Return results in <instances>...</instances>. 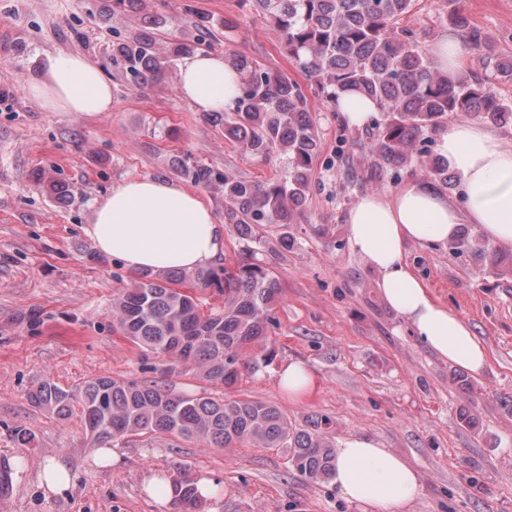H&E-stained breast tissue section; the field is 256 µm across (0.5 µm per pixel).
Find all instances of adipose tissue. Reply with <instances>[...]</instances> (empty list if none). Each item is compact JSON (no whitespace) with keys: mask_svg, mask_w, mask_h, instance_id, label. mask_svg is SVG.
Wrapping results in <instances>:
<instances>
[{"mask_svg":"<svg viewBox=\"0 0 512 512\" xmlns=\"http://www.w3.org/2000/svg\"><path fill=\"white\" fill-rule=\"evenodd\" d=\"M178 90L196 111L234 106L235 72L223 54L182 58ZM48 112L96 117L112 109V86L99 65L80 53L48 57L28 85ZM437 150L456 170L464 193L452 204L440 187L415 179L390 195L368 194L349 211L353 249L377 273L386 305L407 321L440 358L480 374L489 353L470 326L437 300L405 259L408 245L430 246L472 224L486 238L512 247V150L476 123H452L437 134ZM96 249L140 270H194L224 251V226L196 191L152 177L113 184L85 229ZM332 483L361 512H405L420 494L416 468L364 436L339 440Z\"/></svg>","mask_w":512,"mask_h":512,"instance_id":"obj_1","label":"adipose tissue"}]
</instances>
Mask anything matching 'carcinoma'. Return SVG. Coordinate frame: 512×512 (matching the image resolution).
Here are the masks:
<instances>
[{
    "label": "carcinoma",
    "mask_w": 512,
    "mask_h": 512,
    "mask_svg": "<svg viewBox=\"0 0 512 512\" xmlns=\"http://www.w3.org/2000/svg\"><path fill=\"white\" fill-rule=\"evenodd\" d=\"M277 31L290 61L331 106L356 93L374 100L385 122L366 149L370 175L416 168L448 189V163L420 144L432 142L449 118L475 119L504 127L512 124V104L504 102L474 75L440 70L423 46L425 32L400 26L420 0H242ZM199 35L176 41L160 55L147 34L119 39L112 56L123 62L136 85L161 74L171 59L202 49L208 17L197 14ZM451 29L482 53L501 80L512 81V56L496 53L464 10L448 12ZM236 70L234 108L206 112L224 125V140L270 160L282 159L285 174L260 181L219 173L198 162L182 161L183 175L198 185H221L224 223L255 254L272 228H286L302 212L311 188V169L320 139L309 119L307 91L297 80L258 61L224 49ZM194 288L224 294L220 309L206 312ZM279 284L272 273L243 258L229 266L141 273L113 302L121 333L142 351L175 358L195 375L218 387L236 384L244 368H255ZM32 406L60 418L80 412L86 434L103 448L114 440L161 433L210 448L289 449L290 466L314 483L331 480L335 444L323 421L298 428L277 407L259 399H223L176 393L166 386L98 377L65 389L50 380L29 394ZM176 502L186 512L199 505V494L184 474L172 476Z\"/></svg>",
    "instance_id": "1"
}]
</instances>
